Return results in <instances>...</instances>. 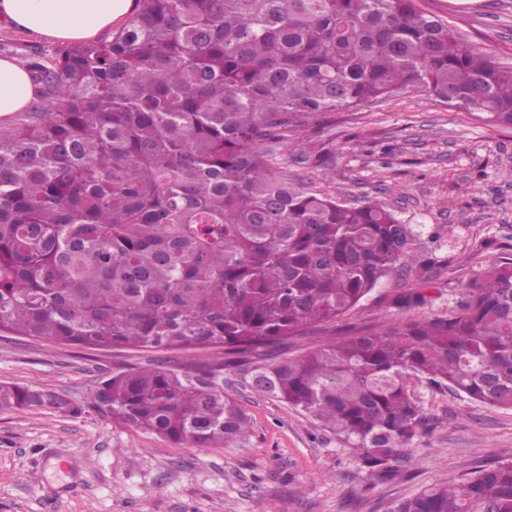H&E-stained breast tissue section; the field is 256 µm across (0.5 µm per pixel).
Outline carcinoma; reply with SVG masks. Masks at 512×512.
Wrapping results in <instances>:
<instances>
[{"label": "carcinoma", "mask_w": 512, "mask_h": 512, "mask_svg": "<svg viewBox=\"0 0 512 512\" xmlns=\"http://www.w3.org/2000/svg\"><path fill=\"white\" fill-rule=\"evenodd\" d=\"M47 107L0 128V334L91 350L222 348L181 369L132 367L87 405L175 444L244 436L224 367L336 435L393 480L425 418L410 380L512 408V258L456 312L285 356L413 257L386 205L288 177L263 142L402 91L512 127V68L458 42L417 0H138L111 39L26 60ZM392 303L409 308L437 289ZM65 408L0 385V409ZM392 512H512V461L432 485Z\"/></svg>", "instance_id": "1"}]
</instances>
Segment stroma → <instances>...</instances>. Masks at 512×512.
Listing matches in <instances>:
<instances>
[{
  "instance_id": "obj_1",
  "label": "stroma",
  "mask_w": 512,
  "mask_h": 512,
  "mask_svg": "<svg viewBox=\"0 0 512 512\" xmlns=\"http://www.w3.org/2000/svg\"><path fill=\"white\" fill-rule=\"evenodd\" d=\"M446 19L462 46L512 68V0H420ZM57 41L0 24V58L53 57ZM266 151L290 175L325 194L374 200L417 234V260L433 262L440 294L402 310L404 274L335 325L387 328L447 316L463 285L494 260L512 258V128L400 92L318 116L302 139ZM223 349L173 353L95 351L0 336V384L50 389L82 408L0 409V512H390L435 483L512 459V409L473 401L426 382L410 388L429 425L414 441L403 477L368 480L357 457L304 413L255 391L245 366L224 370V392L247 410L249 436L216 448L175 444L119 425L86 407L90 390L126 369H175L222 357Z\"/></svg>"
}]
</instances>
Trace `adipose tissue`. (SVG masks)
I'll use <instances>...</instances> for the list:
<instances>
[{"mask_svg": "<svg viewBox=\"0 0 512 512\" xmlns=\"http://www.w3.org/2000/svg\"><path fill=\"white\" fill-rule=\"evenodd\" d=\"M132 0H0V21L28 33L61 41L89 39L118 25ZM33 94L28 72L0 58V118L23 110Z\"/></svg>", "mask_w": 512, "mask_h": 512, "instance_id": "ef3b65f1", "label": "adipose tissue"}]
</instances>
